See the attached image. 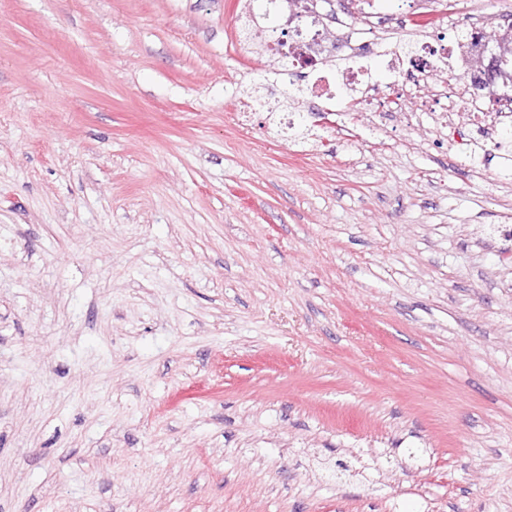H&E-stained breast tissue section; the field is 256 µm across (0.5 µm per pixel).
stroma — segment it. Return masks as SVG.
<instances>
[{
  "label": "stroma",
  "instance_id": "stroma-1",
  "mask_svg": "<svg viewBox=\"0 0 512 512\" xmlns=\"http://www.w3.org/2000/svg\"><path fill=\"white\" fill-rule=\"evenodd\" d=\"M249 9L0 0V512H512V138ZM296 47L294 50V54H292V57L288 58L287 61L280 60L277 62V69L276 74L281 75V71H288V65H291L293 67H300V68H311L312 74L314 76L313 82L310 87V92L314 97L323 98L327 102H329V106H336V89L331 88L330 80L329 78L319 69H316L315 65H305L304 59L307 55V47L304 44V41H299L295 43ZM346 81L349 89L359 96V100L367 102L370 96L374 99V96L379 94V91L375 90V85L370 82L369 69L363 63L346 70ZM370 91H373V94H370Z\"/></svg>",
  "mask_w": 512,
  "mask_h": 512
}]
</instances>
